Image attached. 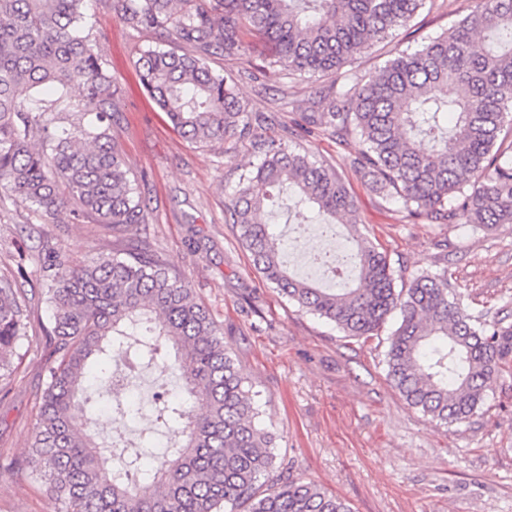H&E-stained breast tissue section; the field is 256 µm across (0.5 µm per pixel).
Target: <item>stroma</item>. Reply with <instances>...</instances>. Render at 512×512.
I'll use <instances>...</instances> for the list:
<instances>
[{"mask_svg":"<svg viewBox=\"0 0 512 512\" xmlns=\"http://www.w3.org/2000/svg\"><path fill=\"white\" fill-rule=\"evenodd\" d=\"M469 8L470 0H446L421 9L396 40L415 46ZM90 12L118 88L112 137L146 199L141 238L148 250L175 262L223 328L225 345L257 395L261 424L275 437L279 461L346 500L352 512H512V374L500 376L482 408L463 422L440 425L408 406L386 379L384 344L343 337L333 323L282 297L254 268L224 215L225 195L250 157L249 142H187L137 79L136 61L153 46L152 35L129 29L105 0H91ZM272 54V45L255 37L245 53L214 55L209 65L239 75L250 111L266 113L278 136L297 119L283 94H301L304 86L273 74L249 81L247 72ZM306 139L351 189L363 232L387 248L395 270L409 278L447 268L449 287L466 304L487 319L512 323V224L484 232L466 224L408 223L400 202L373 191L355 171L356 140L339 144L318 133ZM269 222L285 245L290 273L331 287L305 265L322 246L316 226L284 208L274 209ZM128 244L127 236L102 224H53L33 216L0 190V278L21 289L29 336L16 373L0 380V452L20 454L30 444L49 355L51 265L92 263ZM156 390L154 372L141 371L126 396L142 404L144 414L120 417L100 407L95 430L121 447L137 442ZM61 509L41 476L24 478L0 467V512Z\"/></svg>","mask_w":512,"mask_h":512,"instance_id":"stroma-1","label":"stroma"}]
</instances>
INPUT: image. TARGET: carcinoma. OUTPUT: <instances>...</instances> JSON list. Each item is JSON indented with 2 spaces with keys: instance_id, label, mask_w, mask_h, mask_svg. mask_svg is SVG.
Masks as SVG:
<instances>
[{
  "instance_id": "1",
  "label": "carcinoma",
  "mask_w": 512,
  "mask_h": 512,
  "mask_svg": "<svg viewBox=\"0 0 512 512\" xmlns=\"http://www.w3.org/2000/svg\"><path fill=\"white\" fill-rule=\"evenodd\" d=\"M89 0H0V189L54 223L105 224L133 239L145 223L137 179L115 145L109 117L117 90L88 26ZM427 0H111L126 26L147 31L140 80L171 125L192 143L248 138L255 160L227 195L224 212L265 280L299 307L365 341L388 336L386 378L407 404L448 424L473 416L486 391L512 370V324L474 314L448 287V271H422L401 287L387 250L364 237L353 197L336 171L286 136L265 135L237 80L208 58H234L244 32L263 36L274 58L249 73L306 77L288 104L300 128L340 142L353 137L356 171L403 204L405 218L512 224V0H471L469 13L414 48L394 49L367 73L342 72L404 28ZM484 46L473 50L476 37ZM343 74L329 85L320 79ZM291 191L294 207L326 227L343 225L352 247L321 262L344 283L317 288L292 276L264 219ZM173 262L131 247L93 264L57 263L46 291L52 351L26 456L3 464L44 469L66 512H351L321 486L280 471L274 437L262 427L224 332ZM28 315L0 280V378L16 369ZM179 381L157 394L155 420L169 433L143 471L144 449L117 457L78 419L91 381H112V355ZM112 412L133 411L101 390Z\"/></svg>"
}]
</instances>
